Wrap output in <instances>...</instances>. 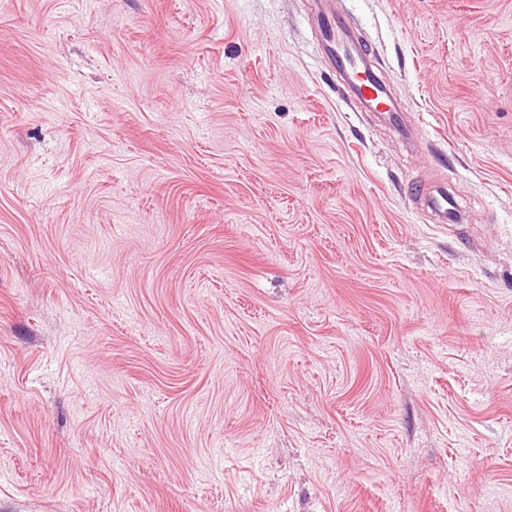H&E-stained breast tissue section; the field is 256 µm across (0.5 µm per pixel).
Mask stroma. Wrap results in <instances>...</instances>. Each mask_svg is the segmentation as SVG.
I'll return each mask as SVG.
<instances>
[{
  "label": "stroma",
  "mask_w": 512,
  "mask_h": 512,
  "mask_svg": "<svg viewBox=\"0 0 512 512\" xmlns=\"http://www.w3.org/2000/svg\"><path fill=\"white\" fill-rule=\"evenodd\" d=\"M315 2L0 0V512H512V0ZM316 16L324 58L336 75L343 77L349 97L366 110L384 112L387 121L403 139H413L416 130L404 119L406 109L391 95L388 85L373 64L371 53L353 42L349 21L336 12H326L323 6ZM446 183L426 186L420 188L416 185L409 187L410 193L419 197L426 204L427 208L435 211L442 221L447 223L448 218L454 220L457 218L456 204L452 198L448 196Z\"/></svg>",
  "instance_id": "35a3bbf8"
}]
</instances>
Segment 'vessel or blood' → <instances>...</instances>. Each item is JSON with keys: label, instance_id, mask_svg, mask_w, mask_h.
<instances>
[{"label": "vessel or blood", "instance_id": "vessel-or-blood-1", "mask_svg": "<svg viewBox=\"0 0 512 512\" xmlns=\"http://www.w3.org/2000/svg\"><path fill=\"white\" fill-rule=\"evenodd\" d=\"M316 27L324 58L329 67L342 77L349 97L364 109L384 113L403 139H413L416 130L405 121L404 106L391 95L372 61L371 53L353 42L349 21L339 14L321 9L317 12ZM410 192L441 218L456 219V204L449 197L445 184L424 188L414 185Z\"/></svg>", "mask_w": 512, "mask_h": 512}]
</instances>
